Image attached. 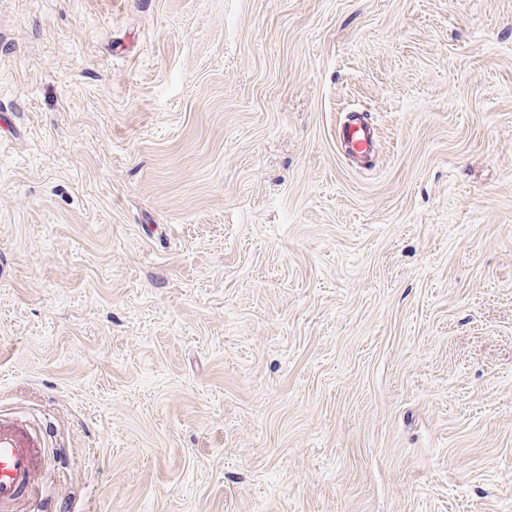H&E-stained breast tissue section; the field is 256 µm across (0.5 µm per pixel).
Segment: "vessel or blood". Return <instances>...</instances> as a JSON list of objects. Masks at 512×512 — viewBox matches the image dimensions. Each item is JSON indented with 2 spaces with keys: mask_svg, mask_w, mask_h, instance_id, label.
I'll return each instance as SVG.
<instances>
[{
  "mask_svg": "<svg viewBox=\"0 0 512 512\" xmlns=\"http://www.w3.org/2000/svg\"><path fill=\"white\" fill-rule=\"evenodd\" d=\"M346 150L360 158L369 157L375 147V133L368 119L353 121L340 133ZM47 462L43 448L36 446L19 429L0 425V512H13L28 498Z\"/></svg>",
  "mask_w": 512,
  "mask_h": 512,
  "instance_id": "b4317fda",
  "label": "vessel or blood"
}]
</instances>
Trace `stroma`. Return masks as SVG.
Listing matches in <instances>:
<instances>
[{
  "instance_id": "stroma-1",
  "label": "stroma",
  "mask_w": 512,
  "mask_h": 512,
  "mask_svg": "<svg viewBox=\"0 0 512 512\" xmlns=\"http://www.w3.org/2000/svg\"><path fill=\"white\" fill-rule=\"evenodd\" d=\"M0 423L24 512H512V0H0ZM346 151L350 155L360 158L369 157L375 147V133L372 123L363 116L360 120H354L340 133ZM47 462L44 448L19 429L0 424V510L13 512L28 498Z\"/></svg>"
}]
</instances>
